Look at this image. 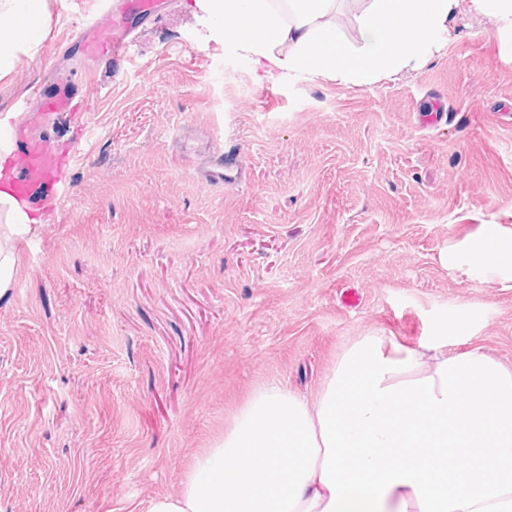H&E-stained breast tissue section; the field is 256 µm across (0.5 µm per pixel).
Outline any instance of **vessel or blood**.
<instances>
[{
  "instance_id": "b4317fda",
  "label": "vessel or blood",
  "mask_w": 512,
  "mask_h": 512,
  "mask_svg": "<svg viewBox=\"0 0 512 512\" xmlns=\"http://www.w3.org/2000/svg\"><path fill=\"white\" fill-rule=\"evenodd\" d=\"M164 5L165 0H101L98 12L85 21L78 40L65 53L89 68L107 61L124 63L136 22L153 18ZM82 94L79 84L62 72L52 76L50 85L32 92L38 111L48 115L82 111ZM6 149L11 170L7 187L18 201H28L42 186L50 189L46 205L61 199L68 183L60 171L69 164V155L57 153L50 141L34 136L23 124L14 127ZM199 174L209 184L224 185L236 182L241 169L234 152L220 149L201 164Z\"/></svg>"
}]
</instances>
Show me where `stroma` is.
I'll use <instances>...</instances> for the list:
<instances>
[{
    "label": "stroma",
    "mask_w": 512,
    "mask_h": 512,
    "mask_svg": "<svg viewBox=\"0 0 512 512\" xmlns=\"http://www.w3.org/2000/svg\"><path fill=\"white\" fill-rule=\"evenodd\" d=\"M188 2L85 78L81 119L17 107L98 0H48L46 39L0 79V113L80 143L0 296V512H145L255 389L312 395L367 333L512 367V290L439 261L512 224V34L465 16L396 79L259 85L202 49ZM219 145L246 171L221 188L196 174Z\"/></svg>",
    "instance_id": "obj_1"
}]
</instances>
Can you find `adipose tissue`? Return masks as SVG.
<instances>
[{
    "mask_svg": "<svg viewBox=\"0 0 512 512\" xmlns=\"http://www.w3.org/2000/svg\"><path fill=\"white\" fill-rule=\"evenodd\" d=\"M346 4L355 35L336 21ZM211 53L233 47L258 82L307 74L370 85L421 69L463 15L512 31V0H192ZM0 78L47 34L46 0H0ZM0 191V294L15 241L35 232ZM441 263L512 289V225L484 224ZM147 512H512V368L473 348L406 347L368 335L344 347L316 394L256 389L197 456L178 497Z\"/></svg>",
    "mask_w": 512,
    "mask_h": 512,
    "instance_id": "adipose-tissue-1",
    "label": "adipose tissue"
}]
</instances>
